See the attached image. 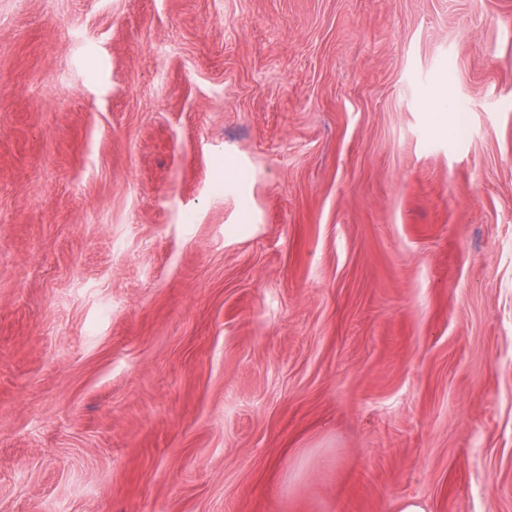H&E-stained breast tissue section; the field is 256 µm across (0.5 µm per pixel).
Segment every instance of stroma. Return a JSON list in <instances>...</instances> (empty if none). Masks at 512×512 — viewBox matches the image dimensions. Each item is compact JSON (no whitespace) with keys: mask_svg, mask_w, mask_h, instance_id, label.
Segmentation results:
<instances>
[{"mask_svg":"<svg viewBox=\"0 0 512 512\" xmlns=\"http://www.w3.org/2000/svg\"><path fill=\"white\" fill-rule=\"evenodd\" d=\"M512 512V0H0V512Z\"/></svg>","mask_w":512,"mask_h":512,"instance_id":"35a3bbf8","label":"stroma"}]
</instances>
